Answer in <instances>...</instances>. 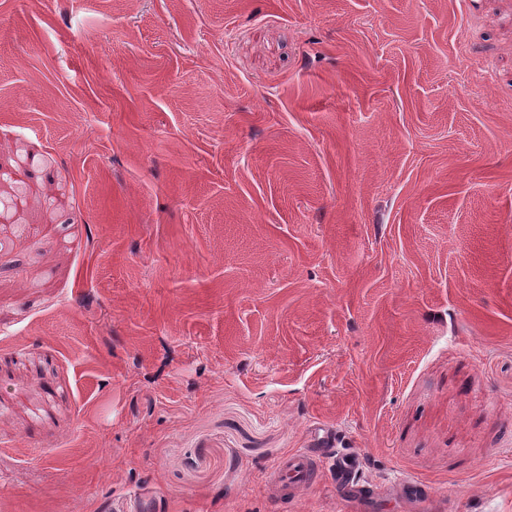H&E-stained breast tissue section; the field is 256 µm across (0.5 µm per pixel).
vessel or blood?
Returning a JSON list of instances; mask_svg holds the SVG:
<instances>
[{"mask_svg": "<svg viewBox=\"0 0 512 512\" xmlns=\"http://www.w3.org/2000/svg\"><path fill=\"white\" fill-rule=\"evenodd\" d=\"M337 441L335 428L317 424L310 431V447L289 452L272 468L269 483L274 491L275 502L297 499L300 492L317 484L323 465H330L336 474V487L346 498L364 502L369 489L360 480L359 453L335 452ZM398 497L415 501L423 512H442L444 505L427 493L422 483L411 479L400 481L396 486Z\"/></svg>", "mask_w": 512, "mask_h": 512, "instance_id": "b4317fda", "label": "vessel or blood"}]
</instances>
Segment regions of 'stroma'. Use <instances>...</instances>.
Listing matches in <instances>:
<instances>
[{"label": "stroma", "mask_w": 512, "mask_h": 512, "mask_svg": "<svg viewBox=\"0 0 512 512\" xmlns=\"http://www.w3.org/2000/svg\"><path fill=\"white\" fill-rule=\"evenodd\" d=\"M0 172V512H512V0H0ZM336 436L334 427L316 424L310 431L311 448L289 452L273 466L269 483L276 505L297 499L300 492L317 484L324 459L330 461L336 473V488L344 497L356 503L366 500L370 491L358 476L360 455L355 451H336L334 454L332 448L337 441ZM396 495L402 499L413 500L417 505L426 506L422 512L446 510L442 501L428 494L422 483L411 479L402 480L396 485Z\"/></svg>", "instance_id": "stroma-1"}]
</instances>
